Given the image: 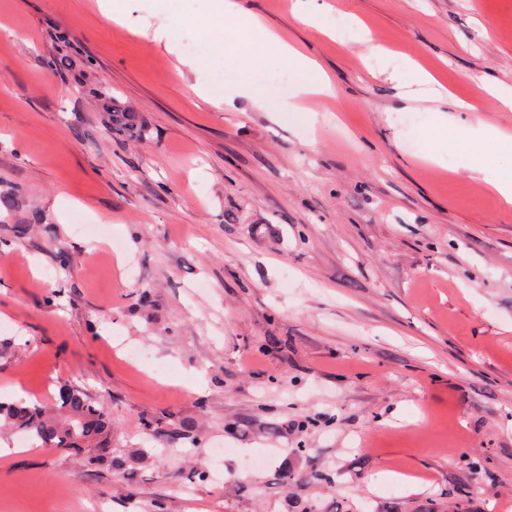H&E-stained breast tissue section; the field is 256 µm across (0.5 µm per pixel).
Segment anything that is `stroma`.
<instances>
[{
    "mask_svg": "<svg viewBox=\"0 0 512 512\" xmlns=\"http://www.w3.org/2000/svg\"><path fill=\"white\" fill-rule=\"evenodd\" d=\"M255 4L335 96L223 106L302 77L216 61L204 0H132L133 29L105 0H0V397L77 386L115 452L1 438L0 512H512V207L464 149L424 160L458 128L358 30L512 132L483 88L512 86V0H338L317 28ZM187 422L192 458L162 435Z\"/></svg>",
    "mask_w": 512,
    "mask_h": 512,
    "instance_id": "1",
    "label": "stroma"
}]
</instances>
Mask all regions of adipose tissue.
I'll list each match as a JSON object with an SVG mask.
<instances>
[{"label":"adipose tissue","mask_w":512,"mask_h":512,"mask_svg":"<svg viewBox=\"0 0 512 512\" xmlns=\"http://www.w3.org/2000/svg\"><path fill=\"white\" fill-rule=\"evenodd\" d=\"M229 24L238 31L239 39L234 50L244 66L262 67L276 59L300 73L315 69L314 61L281 40L259 19L254 10V0H209L201 25L204 36L214 38ZM367 49L379 63H393L394 53L383 46L371 42ZM390 78L400 86L415 84L428 88L429 98L437 102L440 115L471 109L470 104L463 100L442 95L434 87V78L412 61L394 65ZM468 147L471 172L490 178L493 189L504 204L512 205V135L489 129L484 138L469 141Z\"/></svg>","instance_id":"1"}]
</instances>
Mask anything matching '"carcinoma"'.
<instances>
[{
	"instance_id": "carcinoma-1",
	"label": "carcinoma",
	"mask_w": 512,
	"mask_h": 512,
	"mask_svg": "<svg viewBox=\"0 0 512 512\" xmlns=\"http://www.w3.org/2000/svg\"><path fill=\"white\" fill-rule=\"evenodd\" d=\"M0 422L27 433L36 448H87L112 453L106 403L92 400L72 385L61 387L52 408L40 402L27 405L0 400Z\"/></svg>"
}]
</instances>
